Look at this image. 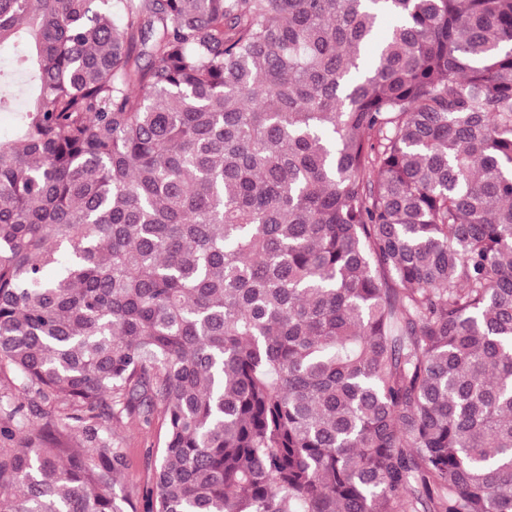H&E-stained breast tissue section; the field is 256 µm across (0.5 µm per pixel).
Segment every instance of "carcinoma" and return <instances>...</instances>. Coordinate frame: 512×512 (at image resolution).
<instances>
[{"label":"carcinoma","mask_w":512,"mask_h":512,"mask_svg":"<svg viewBox=\"0 0 512 512\" xmlns=\"http://www.w3.org/2000/svg\"><path fill=\"white\" fill-rule=\"evenodd\" d=\"M5 53L0 512H129L157 414L146 512H512V0H0ZM124 422L118 429L117 443L124 448L127 461L116 490L130 499L137 512H144L146 494L153 486V461L147 453L149 448L155 452L163 446L165 426L157 416L149 426L125 419Z\"/></svg>","instance_id":"carcinoma-1"}]
</instances>
